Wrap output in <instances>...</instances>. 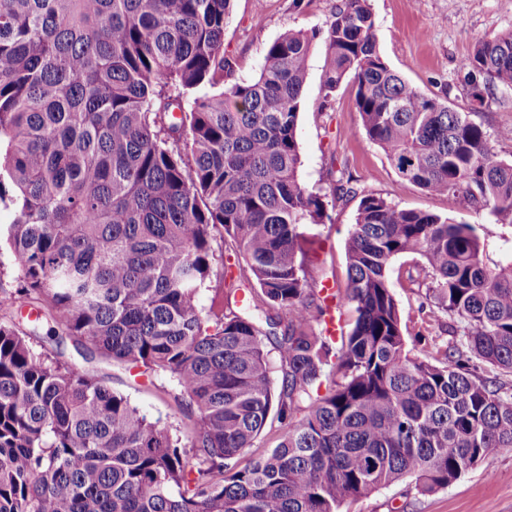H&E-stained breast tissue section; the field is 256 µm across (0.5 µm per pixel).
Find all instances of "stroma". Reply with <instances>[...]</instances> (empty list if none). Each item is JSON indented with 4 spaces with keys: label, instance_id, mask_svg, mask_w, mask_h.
Returning <instances> with one entry per match:
<instances>
[{
    "label": "stroma",
    "instance_id": "35a3bbf8",
    "mask_svg": "<svg viewBox=\"0 0 512 512\" xmlns=\"http://www.w3.org/2000/svg\"><path fill=\"white\" fill-rule=\"evenodd\" d=\"M337 0H234L224 33V51L234 65L233 77L257 76L265 50L280 33L293 28L319 31L312 44L308 75L297 125L302 158L301 180L314 190L331 194L339 178L352 177L360 191L374 194L409 209L429 210L478 225L488 244L489 260H499L512 228L496 223L485 211L458 210L446 196H430L400 180L384 152L360 130L355 86L345 80L325 92L327 65L321 36ZM380 53L389 66L428 95L446 96L455 111L468 113L486 132L498 156L512 160V90L496 89L482 107H473L460 68L475 43L512 30V0H370ZM358 202L350 199L329 208L323 224L308 225L313 253L311 284L327 277L346 281V239ZM413 258L400 257L391 265V280L398 301L407 347L424 355L431 344L455 345L447 315L428 324L419 309L431 281L424 275L407 280ZM425 340H417L418 332ZM35 350L61 349L64 361L126 395L141 412L161 419L187 435L192 419L178 403V392L165 377L134 376L125 367L103 358L86 361L71 342L56 344L46 334L33 340ZM341 512H512V453L490 452L447 489L420 494L411 480L371 492L345 503Z\"/></svg>",
    "mask_w": 512,
    "mask_h": 512
}]
</instances>
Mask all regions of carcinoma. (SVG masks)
I'll return each mask as SVG.
<instances>
[{
	"label": "carcinoma",
	"instance_id": "1",
	"mask_svg": "<svg viewBox=\"0 0 512 512\" xmlns=\"http://www.w3.org/2000/svg\"><path fill=\"white\" fill-rule=\"evenodd\" d=\"M231 0H0V206L20 283L0 297V512H340L411 478L448 488L512 452V247L486 262L475 224L359 198L346 245L352 311L321 324L304 226L329 218L300 179L301 98L315 35L288 29L257 78L232 81ZM323 85L350 76L361 128L397 175L512 226V161L447 100L392 70L369 0H341ZM486 100L512 88V31L461 62ZM246 266L216 275L213 232ZM413 255L425 299L462 344L406 349L391 282ZM261 292L262 315L233 309ZM45 323L95 354L174 383L190 435L32 339ZM278 353L272 377L266 345ZM279 442L239 464L269 418Z\"/></svg>",
	"mask_w": 512,
	"mask_h": 512
}]
</instances>
